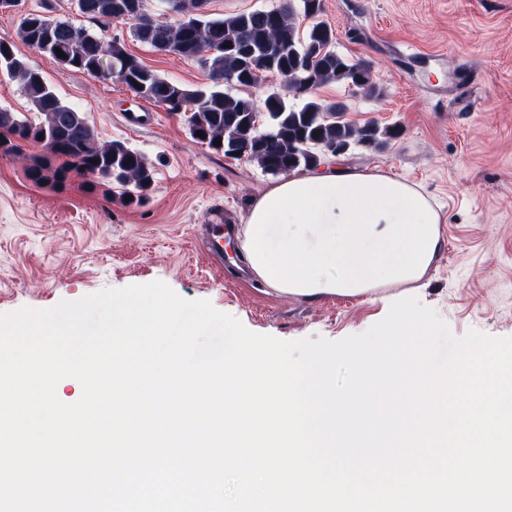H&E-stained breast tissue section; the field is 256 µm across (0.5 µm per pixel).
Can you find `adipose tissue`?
I'll return each mask as SVG.
<instances>
[{
	"mask_svg": "<svg viewBox=\"0 0 512 512\" xmlns=\"http://www.w3.org/2000/svg\"><path fill=\"white\" fill-rule=\"evenodd\" d=\"M444 218L414 185L328 161L254 200L240 229L242 257L281 295L367 302L425 275L442 248Z\"/></svg>",
	"mask_w": 512,
	"mask_h": 512,
	"instance_id": "ef3b65f1",
	"label": "adipose tissue"
}]
</instances>
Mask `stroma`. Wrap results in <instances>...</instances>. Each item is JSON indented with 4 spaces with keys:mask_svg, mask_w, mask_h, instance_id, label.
Returning a JSON list of instances; mask_svg holds the SVG:
<instances>
[{
    "mask_svg": "<svg viewBox=\"0 0 512 512\" xmlns=\"http://www.w3.org/2000/svg\"><path fill=\"white\" fill-rule=\"evenodd\" d=\"M31 11L88 25L75 0H18L0 12V40L39 69L102 140L144 154L154 182L142 201L120 186L91 190L72 174L65 187L35 185L22 158L0 156V314L48 309L106 288L160 280L187 300H207L251 332L281 340L360 334L389 307L356 297L305 301L246 277L239 251L223 261L204 248L215 213L241 224L276 176L193 138L186 115L145 101L124 84L62 69L23 43ZM335 50L371 68L380 98L344 82L318 89L344 104L345 118L398 126L380 151L353 149L341 162L382 170L441 206L444 245L415 292L451 334L512 337V0H324ZM124 23L106 35L126 36ZM127 38V36H126ZM128 51L161 76L208 85L200 63L127 38Z\"/></svg>",
    "mask_w": 512,
    "mask_h": 512,
    "instance_id": "obj_1",
    "label": "stroma"
}]
</instances>
